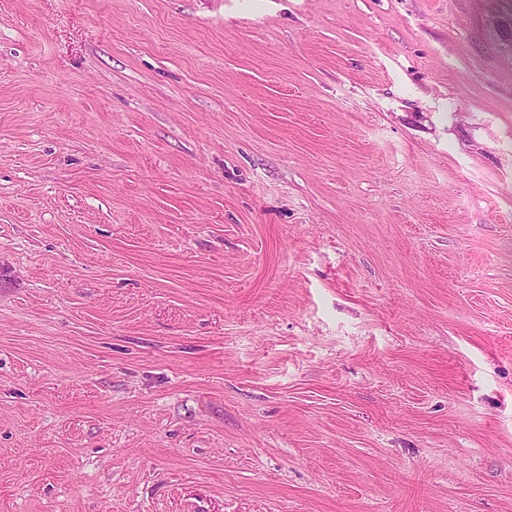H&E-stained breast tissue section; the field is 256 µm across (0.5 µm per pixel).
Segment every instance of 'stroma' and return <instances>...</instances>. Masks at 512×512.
Returning a JSON list of instances; mask_svg holds the SVG:
<instances>
[{"mask_svg":"<svg viewBox=\"0 0 512 512\" xmlns=\"http://www.w3.org/2000/svg\"><path fill=\"white\" fill-rule=\"evenodd\" d=\"M497 0H0V512H512Z\"/></svg>","mask_w":512,"mask_h":512,"instance_id":"1","label":"stroma"}]
</instances>
